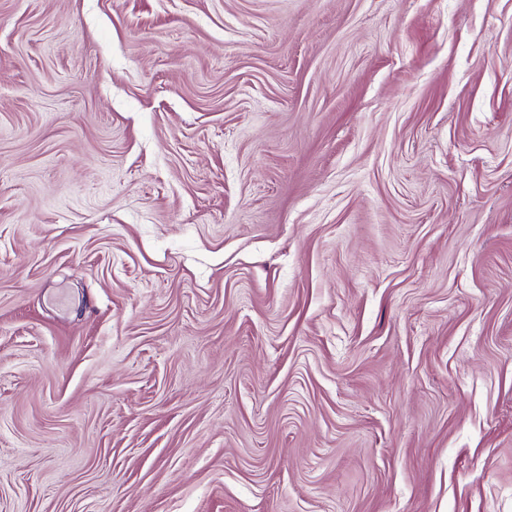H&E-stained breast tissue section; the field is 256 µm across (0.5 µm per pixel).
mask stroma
<instances>
[{"mask_svg":"<svg viewBox=\"0 0 512 512\" xmlns=\"http://www.w3.org/2000/svg\"><path fill=\"white\" fill-rule=\"evenodd\" d=\"M0 512H512V0H0Z\"/></svg>","mask_w":512,"mask_h":512,"instance_id":"stroma-1","label":"stroma"}]
</instances>
